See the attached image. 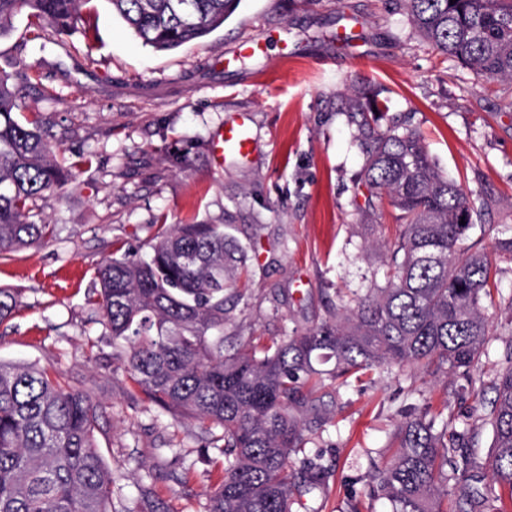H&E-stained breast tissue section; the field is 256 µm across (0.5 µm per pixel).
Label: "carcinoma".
Returning <instances> with one entry per match:
<instances>
[{"label":"carcinoma","mask_w":512,"mask_h":512,"mask_svg":"<svg viewBox=\"0 0 512 512\" xmlns=\"http://www.w3.org/2000/svg\"><path fill=\"white\" fill-rule=\"evenodd\" d=\"M90 0H0V35L27 14L33 38L73 29ZM134 36L175 50L224 25L240 0H107ZM439 54L490 82L512 84V0H393ZM29 81L20 70L13 75ZM0 72V259L54 236L33 220L38 198L71 169L53 155L37 112H21L20 89ZM389 101L357 93L346 112L366 159L356 191L395 211L399 237L386 284L337 295L336 320L280 340L225 344L224 293L241 297L247 248L222 224H160L144 257L112 256L88 302L123 355L129 379L176 419L197 420L223 475L203 512H292L293 490L326 485L330 470L291 454L304 447V392L314 380L347 384L382 364L461 377L459 404L483 409L494 453L479 456L481 433L457 429L426 407L392 434L389 461L375 468L370 494L391 512H512V342L493 377L482 368L490 336L485 304L498 291L482 239L469 240L478 215L458 182L430 159L410 128L377 126ZM465 224H460V221ZM18 293L0 288V321ZM334 361L328 372L316 361ZM492 393L494 397L486 398ZM100 411L84 390L49 368L0 361V512H112V472L96 441ZM145 512H159L151 485Z\"/></svg>","instance_id":"1"}]
</instances>
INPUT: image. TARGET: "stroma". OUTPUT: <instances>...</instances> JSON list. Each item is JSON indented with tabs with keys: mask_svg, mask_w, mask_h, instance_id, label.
<instances>
[{
	"mask_svg": "<svg viewBox=\"0 0 512 512\" xmlns=\"http://www.w3.org/2000/svg\"><path fill=\"white\" fill-rule=\"evenodd\" d=\"M27 24L19 14L0 36V71L28 72L24 107L41 114L74 168L36 205L54 238L0 262V287L20 294L0 322V360L55 368L100 407L114 512H133L145 481L162 512H199L222 466L201 460L197 422L174 420L129 381L87 303L98 268L118 249L149 252L158 217L223 225L251 258L243 299L227 303L224 334L235 343L333 320L337 290L384 285L397 227L389 208L367 209L353 190L364 155L341 110L359 85L409 118L481 209L470 235L483 237L499 270L488 306L496 338L483 362L496 371L512 341V253L501 247L512 238V86L485 88L388 0H241L223 26L164 52L138 42L108 0H89L69 33L32 41ZM256 36L264 52L225 63ZM243 114L253 153L217 160L212 140ZM81 154L91 166H76ZM452 386L442 374L381 366L345 387H312L326 422L291 463L319 449L333 475L293 512H347L352 501L390 512L369 495L373 467L406 416L428 405L457 412Z\"/></svg>",
	"mask_w": 512,
	"mask_h": 512,
	"instance_id": "obj_1",
	"label": "stroma"
}]
</instances>
